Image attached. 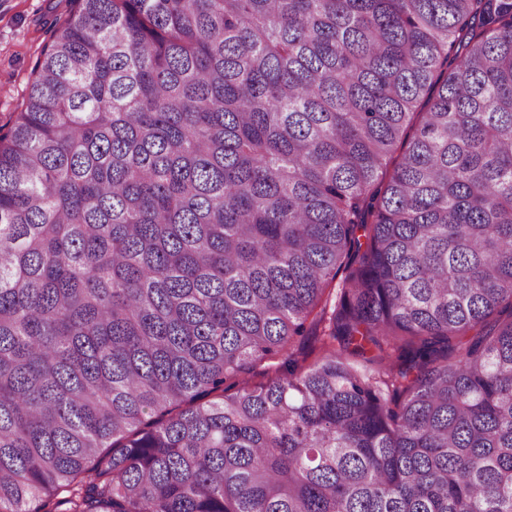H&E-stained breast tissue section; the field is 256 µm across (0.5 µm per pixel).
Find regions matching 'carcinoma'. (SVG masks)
<instances>
[{"label": "carcinoma", "instance_id": "obj_1", "mask_svg": "<svg viewBox=\"0 0 512 512\" xmlns=\"http://www.w3.org/2000/svg\"><path fill=\"white\" fill-rule=\"evenodd\" d=\"M75 2L0 126V512H512V0Z\"/></svg>", "mask_w": 512, "mask_h": 512}]
</instances>
